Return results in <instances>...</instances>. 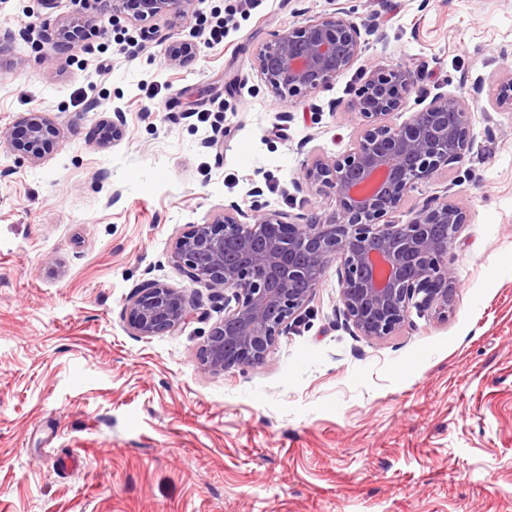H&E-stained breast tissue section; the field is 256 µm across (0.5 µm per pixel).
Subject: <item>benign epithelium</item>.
I'll return each instance as SVG.
<instances>
[{"label":"benign epithelium","instance_id":"obj_1","mask_svg":"<svg viewBox=\"0 0 512 512\" xmlns=\"http://www.w3.org/2000/svg\"><path fill=\"white\" fill-rule=\"evenodd\" d=\"M83 4L79 16L58 20L50 37L56 49L69 52L96 33L88 15L92 0ZM195 6L196 0H112V16L142 24L171 13L186 15ZM364 27L341 7L309 16L259 44L253 68L280 103L309 99L361 58ZM197 52L191 39L166 47L173 64L186 63ZM414 82L411 62L371 68L348 113L359 127L356 141L344 153L300 169L295 191L332 190L333 215L268 210L256 186L248 192L247 207L232 201L209 222L186 225L175 239L174 265L192 283L224 292V320L211 329L200 351L206 369L264 363L334 261L342 285L339 311L368 339L395 334L412 307L448 313L456 278L448 252L468 223L467 211L445 194L414 205L405 222L397 214L418 185L465 160L472 148L471 109L456 96L414 98ZM495 105L512 111L511 67H501ZM408 111V120L392 121ZM125 135L118 111L93 131L101 145H115ZM58 136V128L40 112L0 128V140L32 163L51 154ZM194 314L184 290L159 281L141 284L126 308L129 329L142 337L174 333Z\"/></svg>","mask_w":512,"mask_h":512}]
</instances>
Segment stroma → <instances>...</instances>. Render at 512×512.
<instances>
[{
  "instance_id": "obj_1",
  "label": "stroma",
  "mask_w": 512,
  "mask_h": 512,
  "mask_svg": "<svg viewBox=\"0 0 512 512\" xmlns=\"http://www.w3.org/2000/svg\"><path fill=\"white\" fill-rule=\"evenodd\" d=\"M338 5L368 25L360 60L317 111L280 104L254 47ZM69 8L0 0L15 34L0 126L39 112L60 130L37 165L0 143V512H512V112L492 106L512 0H199L152 39L97 2L90 54L41 37ZM216 16L230 25L211 48ZM188 37L196 57L170 64ZM410 59L430 97L485 79L470 154L412 196L444 192L468 214L448 315L413 307L395 335L359 336L333 263L264 364L204 369L224 299L173 264L175 238L255 186L269 208L334 213L330 190L292 181L356 140L365 70ZM117 109L124 139L90 140ZM149 280L184 289L201 318L133 335L127 301ZM165 51L170 63L182 64L195 58L198 47L192 39H178L169 43Z\"/></svg>"
}]
</instances>
